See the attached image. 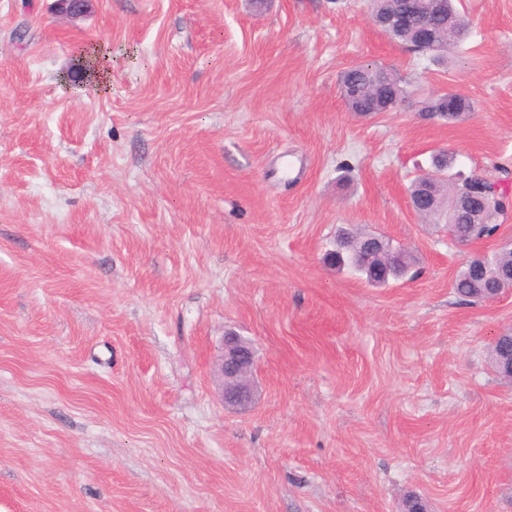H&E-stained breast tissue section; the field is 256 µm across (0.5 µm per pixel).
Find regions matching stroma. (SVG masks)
<instances>
[{"label":"stroma","instance_id":"1","mask_svg":"<svg viewBox=\"0 0 512 512\" xmlns=\"http://www.w3.org/2000/svg\"><path fill=\"white\" fill-rule=\"evenodd\" d=\"M446 64L368 0H0V512H512V290L461 301L463 252L408 188L432 154L512 192V0H462ZM111 54L101 93L77 46ZM388 68L395 109L340 77ZM474 101L422 118L424 98ZM416 254L372 285L342 228ZM254 401L224 405L225 330ZM441 101L442 99L440 95H436L434 97L426 99L425 101L422 102V107L420 110L421 114L429 119H431L432 116H437L442 120L454 122L464 118L467 114H469V112H474L475 110L474 103L472 100L458 94L454 95L452 100L456 112H446L447 115H445L444 112L440 111ZM438 111H440L441 113H439ZM368 236H375V234L363 231H339L333 248L329 249L324 255V262L329 266L338 268L349 266L368 278V271L375 267L370 265L385 249L383 238L374 237L367 240L369 242L367 245L365 244L362 255L363 261L368 264V271H364L359 265L360 259L357 252L360 241Z\"/></svg>","mask_w":512,"mask_h":512}]
</instances>
